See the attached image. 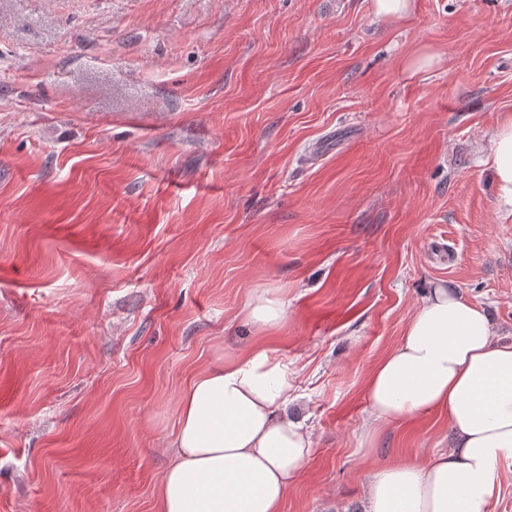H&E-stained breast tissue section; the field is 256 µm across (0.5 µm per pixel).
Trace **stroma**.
I'll return each mask as SVG.
<instances>
[{"label": "stroma", "mask_w": 512, "mask_h": 512, "mask_svg": "<svg viewBox=\"0 0 512 512\" xmlns=\"http://www.w3.org/2000/svg\"><path fill=\"white\" fill-rule=\"evenodd\" d=\"M0 0V512H156L181 393L247 302L314 452L282 512H364L448 415L360 445L364 384L439 282L512 343V0ZM440 66L415 74L419 50ZM417 0H372V14L378 20L393 23L414 16ZM485 163L494 175L501 210L512 216V116L503 118L493 132ZM285 304L268 290L256 289L248 303L247 318L256 334L278 329L284 321Z\"/></svg>", "instance_id": "stroma-1"}]
</instances>
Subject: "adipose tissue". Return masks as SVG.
<instances>
[{
    "label": "adipose tissue",
    "instance_id": "adipose-tissue-1",
    "mask_svg": "<svg viewBox=\"0 0 512 512\" xmlns=\"http://www.w3.org/2000/svg\"><path fill=\"white\" fill-rule=\"evenodd\" d=\"M501 210L512 216V116L503 118L485 159ZM285 304L255 290L247 318L256 334L278 329ZM297 376L273 349L253 345L216 359L185 388L171 462L157 489L158 512H280L314 450L288 414ZM361 437L381 426L448 414L450 449L427 465L397 461L368 482V512H492L499 477L512 466V344L500 343L484 308L431 285L399 344L370 372Z\"/></svg>",
    "mask_w": 512,
    "mask_h": 512
}]
</instances>
